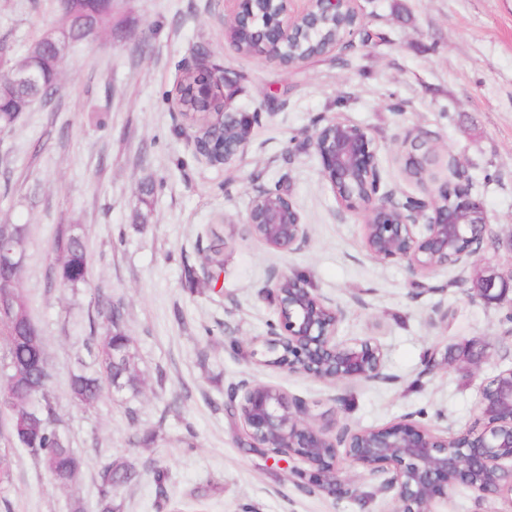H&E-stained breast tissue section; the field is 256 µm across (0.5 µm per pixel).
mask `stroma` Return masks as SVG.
Wrapping results in <instances>:
<instances>
[{
	"label": "stroma",
	"mask_w": 512,
	"mask_h": 512,
	"mask_svg": "<svg viewBox=\"0 0 512 512\" xmlns=\"http://www.w3.org/2000/svg\"><path fill=\"white\" fill-rule=\"evenodd\" d=\"M232 0H114L112 29L73 43L52 103L34 101L0 136V224L28 228L20 289L41 328L56 377L61 431L85 465L60 488L24 449L11 459L0 512H98V472L124 458L137 479L119 487L120 512H172L201 499L206 512H391L389 497L350 462L340 465L367 500L307 492L293 467L246 453L224 413L230 386L247 380L305 398L314 415L355 427L414 421L461 430L476 418L483 380L512 367V304L474 299L464 272L448 268L416 293L404 265L370 258L358 219L343 213L309 145L318 121L337 114L379 146L386 189L421 195L404 173L401 143L425 132L442 160H460L483 204L493 243L483 259L512 263V0H358L373 37L288 68L238 52L224 37ZM57 21L56 0H0V44L9 59ZM207 54L237 83L233 107L258 113L242 160L210 166L197 130L174 108L181 66ZM280 187L309 226L301 250L281 253L243 222L261 188ZM150 195H143V188ZM82 225L93 271L81 288H47L49 241ZM226 244L218 283L207 280L214 234ZM307 276L337 301L343 336H373L387 380L330 384L247 357L276 320L264 298L272 272ZM104 295L124 306L141 392L76 402L67 376L84 352ZM452 318L440 324L436 307ZM474 340L480 371L444 363L449 346ZM441 363L427 369L429 355ZM152 440L143 441L144 432ZM167 472L157 489L155 468Z\"/></svg>",
	"instance_id": "obj_1"
}]
</instances>
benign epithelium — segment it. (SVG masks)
Returning <instances> with one entry per match:
<instances>
[{
  "label": "benign epithelium",
  "mask_w": 512,
  "mask_h": 512,
  "mask_svg": "<svg viewBox=\"0 0 512 512\" xmlns=\"http://www.w3.org/2000/svg\"><path fill=\"white\" fill-rule=\"evenodd\" d=\"M236 8L224 16V37L242 22L256 21L254 0H234ZM269 9L255 32L258 49L292 38L299 22L315 13L335 15L354 8L356 0H304L299 13L288 0H267ZM183 70H201L204 77L193 93L201 98L214 85L230 87L235 80L223 68L200 54ZM224 127L245 126V134L227 140L201 132L194 139L196 152L211 165H227L243 154L256 112H235L232 100L223 99ZM430 140L409 135L405 169L428 168L438 154L421 152ZM310 146L319 159L321 174L343 211L362 224L363 248L380 262H402L413 276L417 293L435 290L430 279L448 267L469 273L472 294L487 305L512 293V264L489 268L480 256L488 220L482 202L469 187L459 160L449 164L450 179L433 176L424 196L398 198L381 190L378 146L368 130L342 115L317 125ZM243 223L268 248L292 253L309 238V227L281 191L261 188L252 196ZM24 253L11 241L0 239V267L20 272ZM265 295L275 306L277 321L267 335L253 340L255 354L289 373L323 380L312 371L326 365L333 383L378 382L386 378L385 352L373 337H342L339 324L344 309L317 293L309 281L288 272H272ZM243 409V430L252 447L271 459H297L323 468L327 493L344 496L354 491L341 478L339 461L345 457L379 482L391 495L393 512H437L448 500V489L461 484L483 496L512 498V368L486 378L479 392L474 424L450 433L406 420L381 428L319 425L308 402L266 384L243 381L230 388Z\"/></svg>",
  "instance_id": "obj_1"
}]
</instances>
